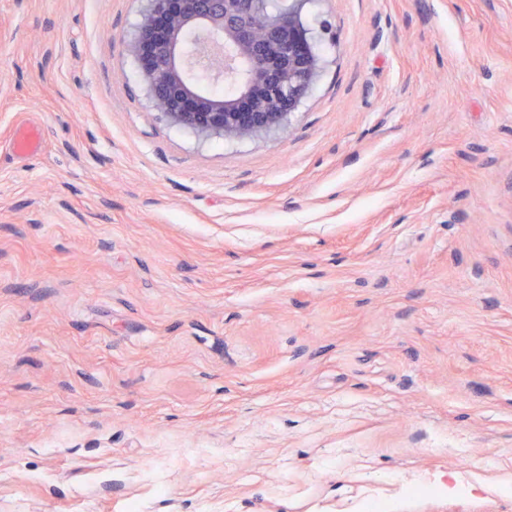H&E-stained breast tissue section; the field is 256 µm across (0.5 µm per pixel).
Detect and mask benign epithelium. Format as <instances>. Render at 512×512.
<instances>
[{
    "mask_svg": "<svg viewBox=\"0 0 512 512\" xmlns=\"http://www.w3.org/2000/svg\"><path fill=\"white\" fill-rule=\"evenodd\" d=\"M307 0L268 13L261 0H147L128 52L154 107L199 137L250 138L284 125L310 93L324 60L307 26ZM229 80V97L196 80Z\"/></svg>",
    "mask_w": 512,
    "mask_h": 512,
    "instance_id": "benign-epithelium-1",
    "label": "benign epithelium"
}]
</instances>
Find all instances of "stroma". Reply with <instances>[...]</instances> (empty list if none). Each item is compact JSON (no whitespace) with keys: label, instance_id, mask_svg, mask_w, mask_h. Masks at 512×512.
Segmentation results:
<instances>
[{"label":"stroma","instance_id":"stroma-1","mask_svg":"<svg viewBox=\"0 0 512 512\" xmlns=\"http://www.w3.org/2000/svg\"><path fill=\"white\" fill-rule=\"evenodd\" d=\"M143 7L0 0V512H512V0H311L240 140L153 107Z\"/></svg>","mask_w":512,"mask_h":512}]
</instances>
